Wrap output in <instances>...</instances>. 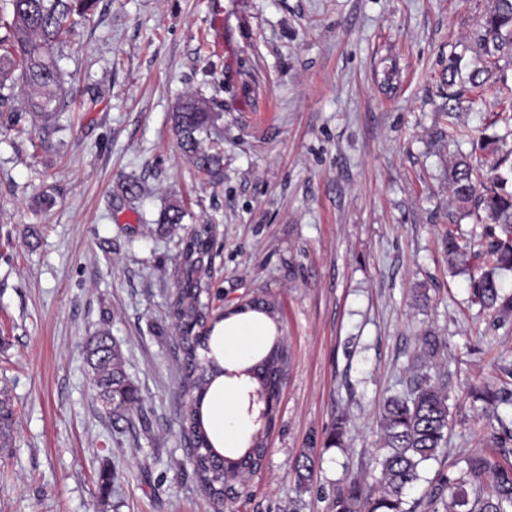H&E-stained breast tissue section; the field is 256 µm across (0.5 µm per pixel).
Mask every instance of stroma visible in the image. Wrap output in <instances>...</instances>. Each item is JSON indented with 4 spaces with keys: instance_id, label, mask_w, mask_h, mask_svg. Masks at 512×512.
Here are the masks:
<instances>
[{
    "instance_id": "1",
    "label": "stroma",
    "mask_w": 512,
    "mask_h": 512,
    "mask_svg": "<svg viewBox=\"0 0 512 512\" xmlns=\"http://www.w3.org/2000/svg\"><path fill=\"white\" fill-rule=\"evenodd\" d=\"M488 0H96L60 66L71 91L50 148L30 116L0 133V386L16 424L0 448V512H212L184 447L173 325L178 242L212 226L214 309L279 305L290 365L269 453L239 512H329L380 446L378 409L404 392L422 339L451 382L446 458L489 452L497 415L472 388L512 389V317L470 302L484 226L456 204L448 167L484 151L448 139V67L469 70ZM495 90L461 99L459 124L492 125ZM203 90L224 115V178L199 173L170 114ZM141 187L126 197L125 182ZM59 191L34 210L45 186ZM187 215L158 232L170 202ZM474 240L450 269L442 240ZM109 330L141 404L113 425L86 342ZM341 445L323 442L338 417ZM314 451L296 491L294 464Z\"/></svg>"
}]
</instances>
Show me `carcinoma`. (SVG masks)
Returning <instances> with one entry per match:
<instances>
[{
	"label": "carcinoma",
	"instance_id": "carcinoma-1",
	"mask_svg": "<svg viewBox=\"0 0 512 512\" xmlns=\"http://www.w3.org/2000/svg\"><path fill=\"white\" fill-rule=\"evenodd\" d=\"M0 6V108L12 97L16 85L26 90L24 110L38 126L42 146L60 128L59 120L68 104L69 90L60 60L68 37L79 20L86 18L95 0H3ZM471 50L473 68L461 76L452 67L448 84L455 80L469 85L480 96L502 60L512 61V0H490L479 18ZM454 107L448 106V139L472 137V130L455 121ZM223 113L217 112L206 95L197 90L179 99L171 122L181 150L198 170L215 180L223 176L224 156L205 145L218 127ZM512 164L508 156L492 158L483 170L459 157L453 160L448 185L453 200L462 206L474 204L484 214L485 235L491 238L485 252L489 268L473 279L472 299L480 307L495 312H512V297L502 293L499 271L512 269V190H507ZM57 203V191L45 187L37 197L40 211ZM186 211L171 203L161 210L157 224L163 227L183 223ZM469 243L448 234L445 249L452 267L464 261ZM211 257V242L204 231L189 233L179 243V276L174 301L175 315L182 322V384L192 399L181 421L185 437L193 444V474L214 508L221 510L236 499L240 490L261 470L268 452L262 430L253 433L236 455L222 454L210 437L203 419V403L215 379L226 374L212 354L217 324L235 315L255 312L275 327L270 346L254 360L235 371L249 387L248 412H257L258 422L269 429L274 422L275 400L281 378L288 367V347L277 316L276 304L252 298L222 315L211 313L203 301L208 293L205 281ZM415 373L404 395H393L379 408L381 448L372 481L353 477L349 489L340 491L332 503L333 512H512V428L502 426L495 450L465 459L458 472H440L429 492L420 500L407 501V493L423 480L422 470L439 460L447 441L453 412L449 404V382L445 374L424 372L435 358L438 343L433 336L423 340ZM87 360L92 370L104 414L117 424L132 420L140 404L138 387L126 372L122 350L108 333L101 332L87 344ZM15 424L14 404L7 387L0 388V445L8 444ZM313 454L305 452L297 460V487L303 489L312 478Z\"/></svg>",
	"mask_w": 512,
	"mask_h": 512
}]
</instances>
